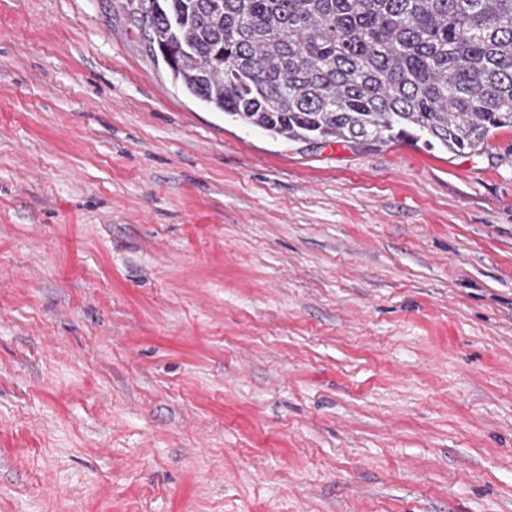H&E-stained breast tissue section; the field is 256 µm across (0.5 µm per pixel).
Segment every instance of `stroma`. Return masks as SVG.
<instances>
[{"label": "stroma", "instance_id": "obj_1", "mask_svg": "<svg viewBox=\"0 0 512 512\" xmlns=\"http://www.w3.org/2000/svg\"><path fill=\"white\" fill-rule=\"evenodd\" d=\"M0 512H512V129L287 141L0 0Z\"/></svg>", "mask_w": 512, "mask_h": 512}]
</instances>
